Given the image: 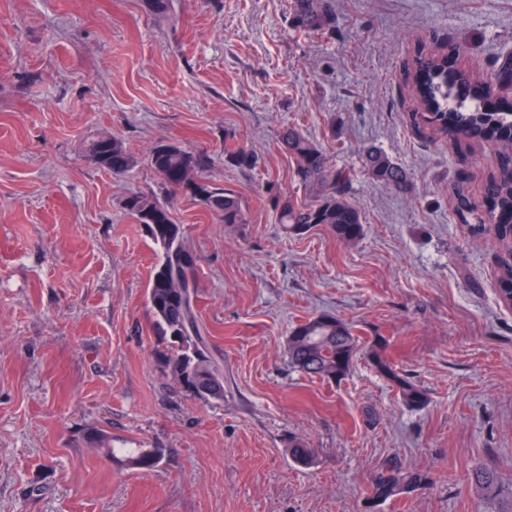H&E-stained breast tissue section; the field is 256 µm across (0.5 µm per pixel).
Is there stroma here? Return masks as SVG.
Instances as JSON below:
<instances>
[{
	"instance_id": "obj_1",
	"label": "stroma",
	"mask_w": 512,
	"mask_h": 512,
	"mask_svg": "<svg viewBox=\"0 0 512 512\" xmlns=\"http://www.w3.org/2000/svg\"><path fill=\"white\" fill-rule=\"evenodd\" d=\"M292 0H0V512H500L467 473L512 484V307L496 248L460 224L451 189L481 199L498 149L411 125L406 80L418 52L474 71L512 100V0H333L336 27L303 32ZM296 128L331 171L365 234L284 232L277 204L316 203L281 134ZM108 135L135 160L92 163ZM174 142L204 157L247 221L228 225L185 193L168 196L148 155ZM253 152L238 168L224 147ZM407 172L378 182L364 151ZM169 200L197 258V317L224 367V399L176 390L170 349L146 304L157 248L122 206ZM330 313L361 345L386 343L424 390L403 405L364 356L342 381L290 367L288 336ZM160 448L139 471L90 446ZM314 450L311 466L290 437ZM434 482L369 510L387 460ZM85 151L91 161L115 176H122L134 167V159L123 142L108 135L91 139Z\"/></svg>"
}]
</instances>
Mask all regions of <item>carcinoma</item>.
Segmentation results:
<instances>
[{
  "mask_svg": "<svg viewBox=\"0 0 512 512\" xmlns=\"http://www.w3.org/2000/svg\"><path fill=\"white\" fill-rule=\"evenodd\" d=\"M293 21L303 31L330 29L334 24L331 0H293ZM412 91L421 111L409 114L415 127L425 124L435 133H450L456 140H483L494 137L504 145L500 152L499 173L486 187L484 200L473 202L464 189H452L458 219L475 235L495 229L498 248V294L512 305V111L489 112L478 107L491 89L486 82L465 68L450 69L436 54H419L412 61ZM284 148L297 163V174L306 184L321 188L314 205H298L291 200L278 203V222L286 233L301 236L324 225L337 240L358 241L364 234L359 210L346 199L348 176L327 170L322 152L298 130L290 128L282 136ZM88 157L100 168L122 176L134 167V159L117 138L101 135L85 146ZM235 166L251 168L256 157L236 147L224 149ZM365 165L377 181L390 186L406 182L405 170L383 151L370 147L364 153ZM149 164L169 193L189 192L198 203L220 215L226 224L246 223V212L239 199L201 176L205 160L173 143L154 146ZM123 208L144 225L160 247V257L150 278L146 300L157 329L173 338V347L160 353L158 363L164 375L173 378L176 388L194 398L224 400L223 370L205 352L206 341L196 317V261L185 245L184 230L174 223L168 203L154 196L133 193L123 200ZM359 337L341 318L320 314L292 328L288 336V358L293 368L324 380L340 381L350 372L358 352ZM386 344L373 341L364 356L398 390L402 402L411 409L427 403L426 393L398 374L386 358ZM291 458L310 465L313 449L296 437L288 439ZM161 448H136L129 451L127 464L151 470L159 464ZM469 479L488 499L502 497L506 490L494 468L479 465ZM433 483L430 472L404 468L393 460L384 462L371 481L369 499L382 502Z\"/></svg>",
  "mask_w": 512,
  "mask_h": 512,
  "instance_id": "1",
  "label": "carcinoma"
}]
</instances>
